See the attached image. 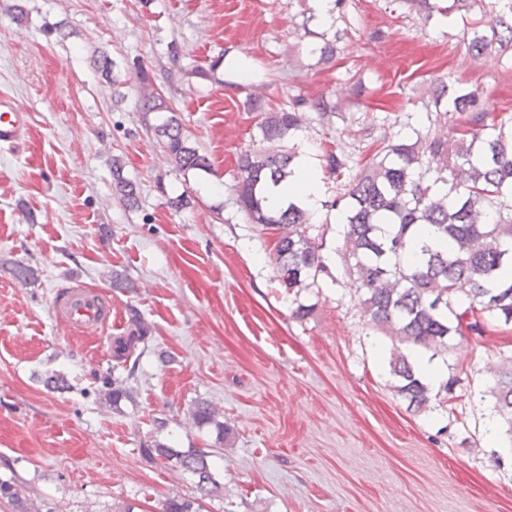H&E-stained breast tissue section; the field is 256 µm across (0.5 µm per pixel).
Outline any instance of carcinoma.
<instances>
[{
  "mask_svg": "<svg viewBox=\"0 0 512 512\" xmlns=\"http://www.w3.org/2000/svg\"><path fill=\"white\" fill-rule=\"evenodd\" d=\"M425 20L435 14H458L470 34L469 52L480 57L489 50L512 44V0H495V14L476 11L485 0H404ZM140 92L139 111L170 112L155 87L145 64L135 72ZM478 89L438 84L433 92L434 122L459 115L463 118L458 139L437 132L385 140L366 159L359 173L348 176V161L333 152L325 154L327 174L339 182L332 202L342 207L347 274L361 292L368 322L392 339L391 374L394 390L409 404L421 409L430 401V388L400 345L412 344L441 352L463 330H477L490 315L512 324V114H494L480 107ZM251 111L260 112L258 124L262 150L245 149L237 159V203L247 219L274 232L273 254L278 281L284 288L301 287L326 270L321 246L306 235L309 212L293 202L285 207L267 205V189L288 180L298 152L283 141L301 128L304 114L323 118L337 110L325 96L308 100L300 95L285 106L273 107L265 96H249ZM162 156L175 169L208 171V157L189 144L178 118L167 117L154 127ZM124 163L112 158L113 190L127 207L138 203V187L123 175ZM468 307L458 313L461 299ZM129 336L117 340L116 365H127L139 346H148L151 329L141 318L131 319ZM498 412L512 414V363L502 371L496 394ZM216 408L198 400L189 412L197 429L215 426L224 431ZM143 452L153 462L163 461L172 470L195 478L200 498L224 492L219 469L209 448L181 450L156 443ZM0 498L13 512H33L31 503L11 476L0 479ZM194 501L172 497L162 512H192Z\"/></svg>",
  "mask_w": 512,
  "mask_h": 512,
  "instance_id": "obj_1",
  "label": "carcinoma"
}]
</instances>
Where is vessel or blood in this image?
<instances>
[{
    "label": "vessel or blood",
    "instance_id": "obj_1",
    "mask_svg": "<svg viewBox=\"0 0 512 512\" xmlns=\"http://www.w3.org/2000/svg\"><path fill=\"white\" fill-rule=\"evenodd\" d=\"M28 115L8 97H0V143L12 145L26 129ZM54 315L69 330L93 331L109 323L112 304L103 293L72 288L56 299Z\"/></svg>",
    "mask_w": 512,
    "mask_h": 512
}]
</instances>
